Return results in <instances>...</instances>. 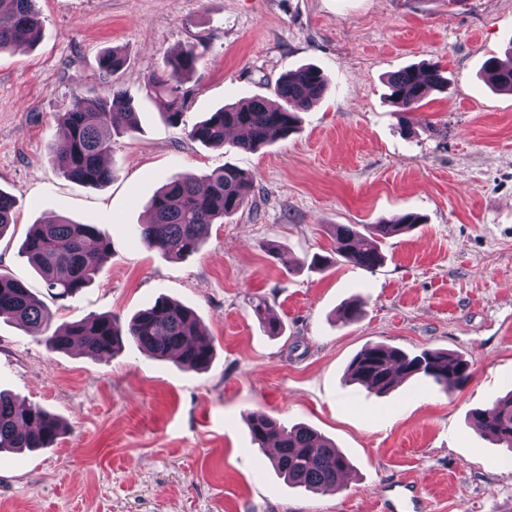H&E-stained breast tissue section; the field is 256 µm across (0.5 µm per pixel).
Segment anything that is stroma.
Instances as JSON below:
<instances>
[{"mask_svg":"<svg viewBox=\"0 0 512 512\" xmlns=\"http://www.w3.org/2000/svg\"><path fill=\"white\" fill-rule=\"evenodd\" d=\"M38 41L0 55V191L15 201L0 273L22 280L52 327L91 314L131 317L166 297L214 341L203 372L128 345L111 361L54 351L0 320V391L45 408L66 430L52 447L0 457V512H380L398 480L428 512H512V462L470 414L512 390V93L480 73L512 40V0H36ZM208 51L178 126L146 78L189 43ZM120 48L118 81L98 58ZM436 62L448 78L398 111L386 78ZM332 81L299 132L258 151L209 148L190 130L224 105L273 98L286 71ZM119 87L139 130L112 141L114 178L63 176L56 115L74 94ZM249 173L248 205L212 225L200 251L171 260L136 240L151 197L174 176L224 165ZM406 213L371 271L332 259L333 224ZM98 225L111 250L94 283L51 300L20 248L32 225ZM329 257L328 266L313 264ZM266 300L283 333L254 317ZM364 303L343 323L341 308ZM463 356L471 377L447 393L413 377L384 395L351 383L367 343ZM261 410L336 443L351 469L332 493L288 487L253 443Z\"/></svg>","mask_w":512,"mask_h":512,"instance_id":"obj_1","label":"stroma"}]
</instances>
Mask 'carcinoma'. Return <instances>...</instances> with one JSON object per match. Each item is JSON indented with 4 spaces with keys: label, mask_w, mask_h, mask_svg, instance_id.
Wrapping results in <instances>:
<instances>
[{
    "label": "carcinoma",
    "mask_w": 512,
    "mask_h": 512,
    "mask_svg": "<svg viewBox=\"0 0 512 512\" xmlns=\"http://www.w3.org/2000/svg\"><path fill=\"white\" fill-rule=\"evenodd\" d=\"M0 53L18 44L35 43L41 31V17L35 0H0ZM203 52L188 45L167 58L160 71L145 84L149 94L167 99L164 120L175 126L186 104L183 85L195 73ZM121 52L114 49L99 59V69L108 76L124 66ZM485 81L498 91L512 92V47L506 58L490 57L483 64ZM448 85L438 64L410 66L390 74L387 87L391 103L411 109L426 94ZM329 80L313 66L284 74L273 92L281 103L273 107L263 97L229 104L211 113L190 131L193 140L213 148L228 144L255 151L297 130L299 113L310 108L324 94ZM66 137L55 147L68 179L86 185L112 181L114 168L103 164L112 150V139L131 135L138 129L135 105L121 90L106 97L73 96L66 111L59 114ZM252 177L226 165L211 172L204 182L176 178L151 200V220L138 225V239L149 250L172 259L197 253L211 225L243 209L249 201ZM14 200L0 191V236L13 224ZM420 217L405 214L378 224H336L332 227L334 251L357 268L371 270L383 256L379 239L408 231ZM111 248L109 237L95 224H80L66 218L37 224L23 242V252L42 276L53 299L73 297L88 287ZM257 320L271 336L281 335L282 326L269 315L263 300L252 303ZM0 318L9 320L35 336H42L51 322L47 305L18 278L0 274ZM53 349L81 346L83 353L110 359L126 344H132L155 359L174 358L191 371L207 370L213 360L212 340L203 332L195 312L179 303L158 297L128 321L112 315H90L43 336ZM349 379L378 394L404 379L422 376L442 390L461 388L470 378V364L461 356L425 349L410 355L382 342L366 344L351 360ZM475 427L496 445L512 453V391L496 399L492 407L471 413ZM249 428L258 449L267 452L274 472L288 485L304 489H340L350 465L336 445L315 430L295 425L286 428L262 411L249 415ZM63 432V424L43 408L26 405L0 394V453L22 448H50Z\"/></svg>",
    "instance_id": "1"
}]
</instances>
